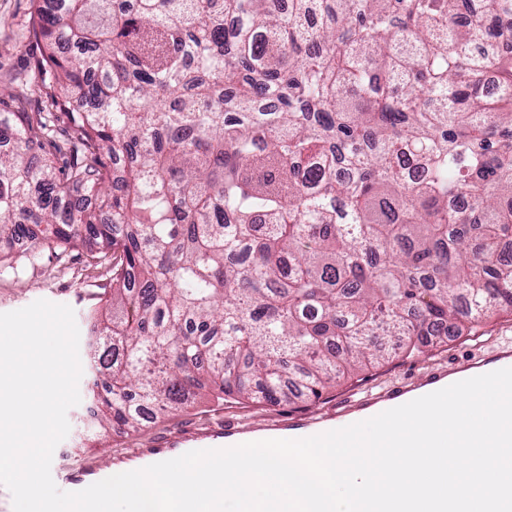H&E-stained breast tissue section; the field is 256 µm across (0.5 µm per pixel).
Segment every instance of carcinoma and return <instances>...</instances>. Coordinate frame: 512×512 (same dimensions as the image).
Masks as SVG:
<instances>
[{
  "mask_svg": "<svg viewBox=\"0 0 512 512\" xmlns=\"http://www.w3.org/2000/svg\"><path fill=\"white\" fill-rule=\"evenodd\" d=\"M48 2L59 112H0V238L111 273L100 428L203 383L317 398L512 311V0Z\"/></svg>",
  "mask_w": 512,
  "mask_h": 512,
  "instance_id": "1",
  "label": "carcinoma"
}]
</instances>
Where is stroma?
Listing matches in <instances>:
<instances>
[{
  "mask_svg": "<svg viewBox=\"0 0 512 512\" xmlns=\"http://www.w3.org/2000/svg\"><path fill=\"white\" fill-rule=\"evenodd\" d=\"M34 7V0H0V112H48L52 109L56 86L44 80L40 68L44 44L32 31ZM89 260V249L77 248L42 253L35 261L23 263L14 271L0 269V313L45 299L70 306L77 325H84L85 311L98 306L111 292L110 274L104 268L90 266ZM501 337L512 339V313L492 317L470 336L449 331L447 344L426 355L405 357L398 351L388 350L379 363L341 379L317 400L299 397L276 406L256 402L217 406L209 403L200 390L183 410L143 423L138 431L100 433L94 448L87 442L92 422L78 419L81 408L92 403L88 395L92 378L86 371L79 383L81 401L67 414L70 432L56 447L53 461L57 466L69 467L89 456L104 470L108 467L110 450L129 444L140 445L151 436L173 430L183 421L218 413L254 426L273 420L310 417L352 393L384 389L407 378L421 380L432 370L447 366L452 359L473 355L478 342Z\"/></svg>",
  "mask_w": 512,
  "mask_h": 512,
  "instance_id": "obj_1",
  "label": "stroma"
}]
</instances>
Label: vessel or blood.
Listing matches in <instances>:
<instances>
[{"instance_id":"b4317fda","label":"vessel or blood","mask_w":512,"mask_h":512,"mask_svg":"<svg viewBox=\"0 0 512 512\" xmlns=\"http://www.w3.org/2000/svg\"><path fill=\"white\" fill-rule=\"evenodd\" d=\"M512 367V345L498 346L488 358L471 357L451 363L448 369L435 370L421 381H405L377 393L347 397L331 412L288 424L272 422L262 427L246 428L234 421L221 420L199 425L189 421L177 430L157 435L146 448H117L110 454V464L128 471L173 459L192 450L223 449L246 442L267 439H298L369 419L385 410L407 403L413 396L431 393L449 384L450 378L465 380L499 369ZM98 467L89 461L62 470L60 477L71 491L95 483Z\"/></svg>"}]
</instances>
